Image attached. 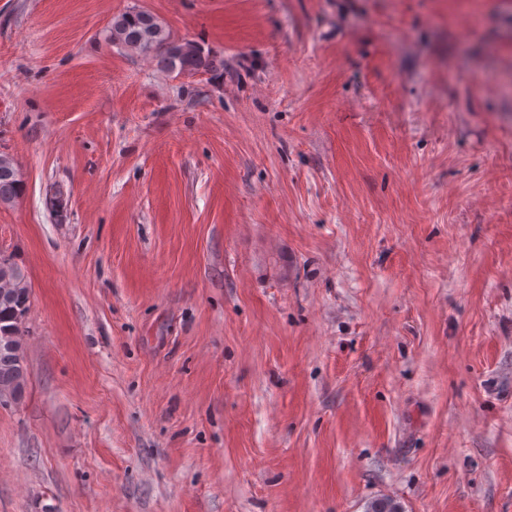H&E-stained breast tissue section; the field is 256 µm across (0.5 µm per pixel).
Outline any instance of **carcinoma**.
Here are the masks:
<instances>
[{"label":"carcinoma","mask_w":512,"mask_h":512,"mask_svg":"<svg viewBox=\"0 0 512 512\" xmlns=\"http://www.w3.org/2000/svg\"><path fill=\"white\" fill-rule=\"evenodd\" d=\"M112 44L151 55L170 72L195 73L215 67L200 46L171 36L149 12L126 11L112 19ZM23 186L21 169L14 158L0 154V204L13 201ZM30 289L25 271L9 259L0 258V394L22 397L26 386L22 320L29 308Z\"/></svg>","instance_id":"1"}]
</instances>
